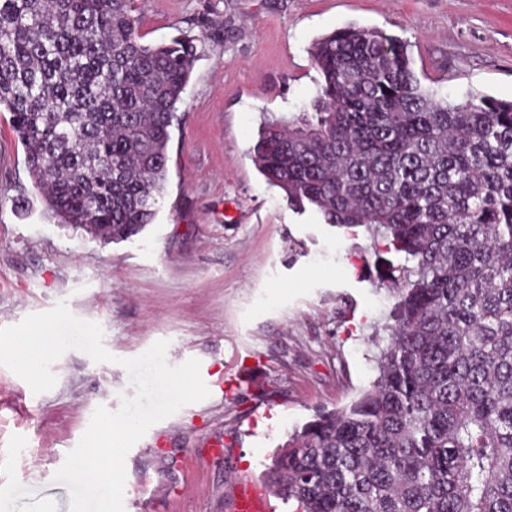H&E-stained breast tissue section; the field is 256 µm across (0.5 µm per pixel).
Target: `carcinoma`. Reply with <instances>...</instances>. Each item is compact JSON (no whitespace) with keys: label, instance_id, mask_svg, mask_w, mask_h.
<instances>
[{"label":"carcinoma","instance_id":"carcinoma-1","mask_svg":"<svg viewBox=\"0 0 512 512\" xmlns=\"http://www.w3.org/2000/svg\"><path fill=\"white\" fill-rule=\"evenodd\" d=\"M135 0H0V107L57 223H154L198 55L146 44ZM313 115L266 122L267 182L404 256L378 375L289 434L269 482L295 512H512V101H448L407 48L348 26L309 48ZM412 266H407V263Z\"/></svg>","mask_w":512,"mask_h":512}]
</instances>
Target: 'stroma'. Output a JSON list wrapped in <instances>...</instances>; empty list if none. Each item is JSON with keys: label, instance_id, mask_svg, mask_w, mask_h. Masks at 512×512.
<instances>
[{"label": "stroma", "instance_id": "1", "mask_svg": "<svg viewBox=\"0 0 512 512\" xmlns=\"http://www.w3.org/2000/svg\"><path fill=\"white\" fill-rule=\"evenodd\" d=\"M144 42L184 32L200 56L171 129L166 191L134 240L57 224L0 111V327L66 303L107 350L154 342L201 362L208 399L154 424L125 459V512H232L239 481L267 486L275 448L376 377L403 256L365 229L324 223L269 185L250 151L264 116L309 109L308 49L347 26L402 40L424 87L512 100V0H136ZM34 394L0 366V501L69 512L55 471L97 406L134 395L126 370L71 351ZM221 447H213L214 439Z\"/></svg>", "mask_w": 512, "mask_h": 512}]
</instances>
